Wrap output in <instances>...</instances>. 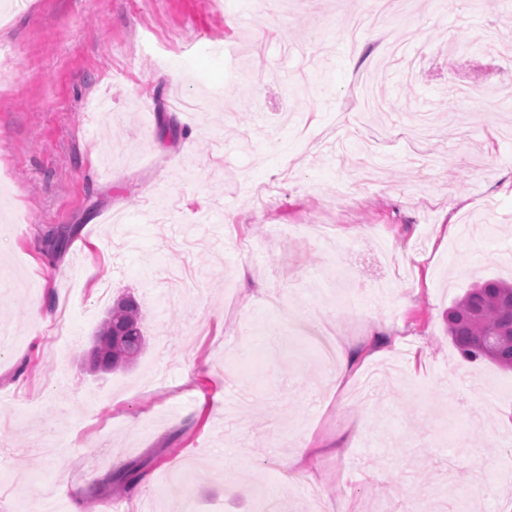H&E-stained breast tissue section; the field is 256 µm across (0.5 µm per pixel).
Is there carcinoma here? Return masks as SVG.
Returning a JSON list of instances; mask_svg holds the SVG:
<instances>
[{
    "instance_id": "cac0c4a2",
    "label": "carcinoma",
    "mask_w": 512,
    "mask_h": 512,
    "mask_svg": "<svg viewBox=\"0 0 512 512\" xmlns=\"http://www.w3.org/2000/svg\"><path fill=\"white\" fill-rule=\"evenodd\" d=\"M448 334L465 358L512 369V283L492 279L474 284L448 309ZM144 348L139 305L125 297L98 326L92 367L106 372L124 368Z\"/></svg>"
}]
</instances>
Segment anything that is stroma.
I'll list each match as a JSON object with an SVG mask.
<instances>
[{"label": "stroma", "mask_w": 512, "mask_h": 512, "mask_svg": "<svg viewBox=\"0 0 512 512\" xmlns=\"http://www.w3.org/2000/svg\"><path fill=\"white\" fill-rule=\"evenodd\" d=\"M361 8L29 0L0 25V512L46 491L72 512L58 487L90 474L96 512H313L282 465L308 437L347 441L311 468L325 512H512V370L446 321L512 279V0H410L353 43ZM358 79L390 145L307 147ZM420 115L415 162L397 135ZM127 296L148 347L92 372ZM319 333L360 355V398L327 382ZM131 467L137 493L112 490Z\"/></svg>", "instance_id": "1"}]
</instances>
